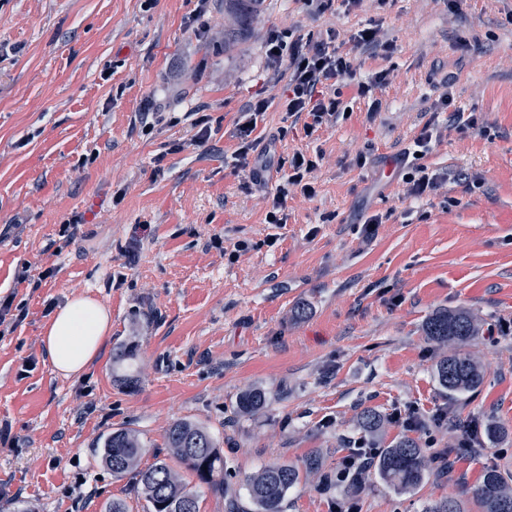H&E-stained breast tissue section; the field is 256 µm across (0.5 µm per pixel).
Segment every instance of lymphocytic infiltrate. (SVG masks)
<instances>
[{"label":"lymphocytic infiltrate","instance_id":"f902f5d3","mask_svg":"<svg viewBox=\"0 0 512 512\" xmlns=\"http://www.w3.org/2000/svg\"><path fill=\"white\" fill-rule=\"evenodd\" d=\"M394 44L381 29L373 24L358 29L348 37H341L339 30L327 28L318 37L285 40L276 29L268 30L263 53L272 71L287 69L288 77L279 100L255 95L241 110L236 123L237 148L234 158L238 167L249 170L254 181H262L268 169L258 152L259 140L255 135L258 119L268 112L272 104L279 106L289 116L304 117L306 135H313L323 124L339 119L343 114L342 88L348 79H356L353 58L362 54L371 57H388ZM448 79H441V92L432 102L433 114L413 140L415 152L428 154L438 127L437 115L447 114L450 127L460 132L485 134L486 128L477 117L461 120L460 109L454 102ZM318 162L303 152H294L288 159V173L283 184L269 199L265 220L270 224L287 221V202L290 189H298L302 196H315L311 175Z\"/></svg>","mask_w":512,"mask_h":512}]
</instances>
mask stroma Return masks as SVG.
Instances as JSON below:
<instances>
[{
	"instance_id": "1",
	"label": "stroma",
	"mask_w": 512,
	"mask_h": 512,
	"mask_svg": "<svg viewBox=\"0 0 512 512\" xmlns=\"http://www.w3.org/2000/svg\"><path fill=\"white\" fill-rule=\"evenodd\" d=\"M0 0V296L24 320L0 335V512H106L115 499L147 512L133 476L101 463L104 435L141 434L142 466L163 455L169 426L209 428L230 478L195 486L199 512H253L245 476L271 463L300 466L283 512H336L349 500L335 477L358 442L387 448L415 438L426 456L457 447L442 411L478 427L476 453L450 474L430 466L399 493L370 475L361 512H423L461 500L482 471L512 474V29L502 0H386L312 19L304 0H264L246 42L224 46V0ZM375 22L394 44L360 77L390 69L380 112L354 88L349 112L305 135L279 107L258 130L273 161L322 153L313 198L288 195V221L265 223V187L235 166V122L255 94L272 95L263 42ZM470 42V51L458 48ZM483 136L442 128L423 165L454 173L435 194L410 197L395 159L428 120L441 70ZM204 115L208 138L195 143ZM365 167H356V155ZM386 215L366 229L361 216ZM81 218L76 238L63 224ZM53 276H46V269ZM28 273L18 282L19 273ZM88 295L112 311L111 337L81 377L56 375L40 352L54 312ZM308 314L297 318V304ZM481 324L469 351L483 384L456 399L434 373L444 349L424 333L441 309ZM267 404L242 417L239 395ZM376 410L366 438L360 413ZM416 414L419 428L401 418ZM496 427L498 436L487 433ZM317 471L306 472L308 459Z\"/></svg>"
}]
</instances>
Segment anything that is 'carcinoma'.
Returning <instances> with one entry per match:
<instances>
[{"label": "carcinoma", "instance_id": "carcinoma-1", "mask_svg": "<svg viewBox=\"0 0 512 512\" xmlns=\"http://www.w3.org/2000/svg\"><path fill=\"white\" fill-rule=\"evenodd\" d=\"M260 8V0H224V12L232 17V23L224 26V47L244 41L259 18ZM479 331L477 319L464 310H440L426 322L425 336L449 348L448 355L437 361L435 374L439 384L450 394L471 393L483 382L479 360L454 350L456 346L474 341ZM266 403L262 389H249L239 396L237 413L252 415ZM360 423L365 433L374 434L380 427V414L367 408L360 414ZM166 450L193 472L199 483L224 487V457L203 425L186 419L174 422L166 433ZM145 451L136 432L116 430L102 442L101 461L115 478L135 475L139 493L149 503L150 512H199L197 495L165 460L158 458L149 467L140 468ZM427 467L428 461L419 442L403 437L382 449L376 473L395 491L408 492L423 481ZM298 477L299 470L294 465L271 464L246 476L242 486L255 512H281V504ZM472 495L481 503L483 512H512V476L496 466H489L472 489ZM425 512H464V509L461 503L442 498L430 503Z\"/></svg>", "mask_w": 512, "mask_h": 512}]
</instances>
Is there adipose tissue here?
<instances>
[{
  "label": "adipose tissue",
  "mask_w": 512,
  "mask_h": 512,
  "mask_svg": "<svg viewBox=\"0 0 512 512\" xmlns=\"http://www.w3.org/2000/svg\"><path fill=\"white\" fill-rule=\"evenodd\" d=\"M112 330V313L88 296L68 300L53 314L41 338V353L66 378L84 374L100 356Z\"/></svg>",
  "instance_id": "1"
}]
</instances>
